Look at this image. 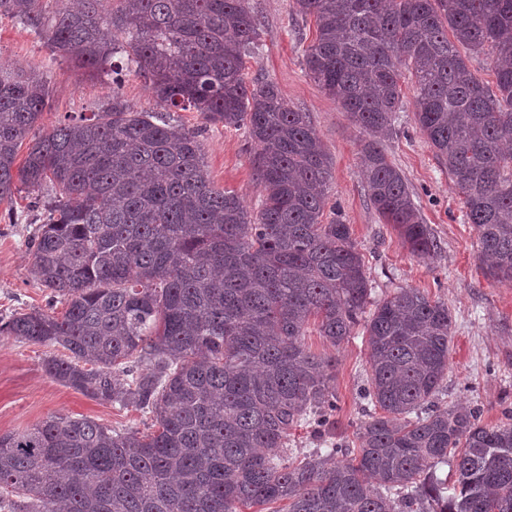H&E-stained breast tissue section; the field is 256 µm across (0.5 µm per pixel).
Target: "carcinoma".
<instances>
[{
    "mask_svg": "<svg viewBox=\"0 0 512 512\" xmlns=\"http://www.w3.org/2000/svg\"><path fill=\"white\" fill-rule=\"evenodd\" d=\"M315 18L307 73L368 134L369 200L409 252L439 248L381 138L414 81L415 121L448 166L487 274L512 284V0H294ZM0 15L85 74L133 72L167 109L247 129L263 200L252 215L211 185L199 134L119 91L43 134L48 83L0 65V204L22 190L43 224L31 274L65 305L0 318V334L58 345L47 375L134 406L156 430L52 416L0 434V512H512V423L438 405L448 305L417 288L372 297L350 225L323 223L332 160L309 117L268 81L247 83L262 21L247 0H0ZM494 55L495 83L468 64ZM27 145L21 165L18 152ZM339 347L370 346L354 457L331 431ZM309 425L323 447L288 456ZM445 465L457 476L437 475Z\"/></svg>",
    "mask_w": 512,
    "mask_h": 512,
    "instance_id": "1",
    "label": "carcinoma"
}]
</instances>
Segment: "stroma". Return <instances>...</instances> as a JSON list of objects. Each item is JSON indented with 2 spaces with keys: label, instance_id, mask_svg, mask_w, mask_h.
I'll list each match as a JSON object with an SVG mask.
<instances>
[{
  "label": "stroma",
  "instance_id": "35a3bbf8",
  "mask_svg": "<svg viewBox=\"0 0 512 512\" xmlns=\"http://www.w3.org/2000/svg\"><path fill=\"white\" fill-rule=\"evenodd\" d=\"M248 4L261 16L263 27L259 48L246 61L245 77L250 82L273 81L291 106L309 114L333 162L329 202L350 225L376 296L399 287L416 288L447 304L451 312L453 334L441 405L480 409L485 425L505 422L507 412H512V285L486 276L477 231L466 220L448 168L414 121L411 83L402 85L405 110L383 145L438 241L437 253L428 259L412 256L396 231L379 218L364 187L358 146L365 132L304 69L303 50L316 35L314 18L296 15L292 0ZM0 64L34 71L47 81L52 97L40 120L46 132L67 117L101 111L112 98L110 77L82 75L6 16H0ZM171 118L186 129L202 130L203 160L211 183L234 191L248 212L257 213L263 193L253 166L257 148L246 130L207 124L198 112L178 111ZM15 199L18 223L0 217V318L31 310L62 312V304L52 303L49 290L34 280L24 245L42 224L43 214L30 208L26 193ZM305 343L315 353L335 357L337 432L354 441L356 426L367 411L360 395L369 370L367 338L358 328L349 342L335 347L312 331ZM66 355L58 346L0 335V434L27 431L59 414L151 432V414L99 402L51 379L43 369L44 360Z\"/></svg>",
  "mask_w": 512,
  "mask_h": 512
}]
</instances>
